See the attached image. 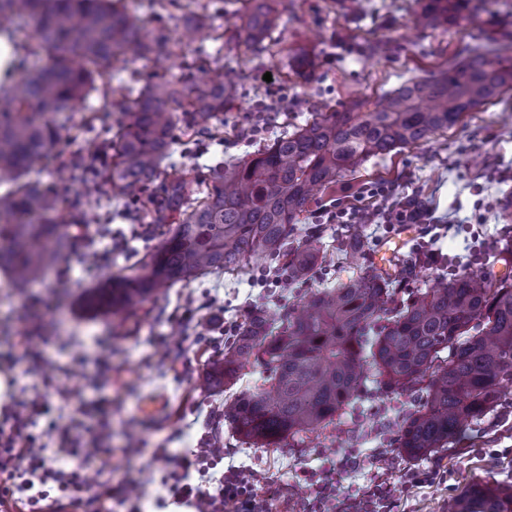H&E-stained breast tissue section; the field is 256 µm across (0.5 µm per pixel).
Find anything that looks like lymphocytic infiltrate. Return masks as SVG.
<instances>
[{
  "instance_id": "f902f5d3",
  "label": "lymphocytic infiltrate",
  "mask_w": 512,
  "mask_h": 512,
  "mask_svg": "<svg viewBox=\"0 0 512 512\" xmlns=\"http://www.w3.org/2000/svg\"><path fill=\"white\" fill-rule=\"evenodd\" d=\"M40 409L36 400L19 406L11 432L0 434V512H13L17 507L24 512H105L107 500L123 496V489L91 491L80 469L52 468L38 437L27 431ZM223 458V449L206 447L179 458L183 482L174 486V496L191 501L195 512H267L262 477L254 470L228 466L210 490L189 483L191 472L206 473ZM396 488L382 460L358 496L337 498L331 482L326 481L319 485L311 506L314 512H384Z\"/></svg>"
}]
</instances>
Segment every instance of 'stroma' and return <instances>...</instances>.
Instances as JSON below:
<instances>
[{"mask_svg": "<svg viewBox=\"0 0 512 512\" xmlns=\"http://www.w3.org/2000/svg\"><path fill=\"white\" fill-rule=\"evenodd\" d=\"M367 12L349 21L336 0H277L279 24L267 51L247 50L234 37L241 0H224L211 24L223 42L203 35L210 68L233 76L238 96L219 115V133L210 142L188 141L174 133L171 159L162 177L193 166L210 181L217 160L247 158L312 113L340 108L354 98L376 100L411 79L446 67L465 44L483 42L485 19L461 20L453 29L414 27L415 0H367ZM374 54H367L366 46ZM315 61L309 73L289 63L292 51ZM271 81H264V74ZM262 131L250 135L252 124ZM512 196V95L464 115L451 129L427 141L372 158L347 174L335 192L320 196L305 217L320 228L325 253L312 274L295 284L266 279L274 260L179 283L148 301L126 319L91 316L79 308L84 293L112 275L128 272L147 249L165 237L166 227L132 220L112 222V236L98 247H77L40 283L19 288L0 274V373L7 390L0 409L16 400L46 399L52 416L70 428L80 447L108 443V468L84 467L93 485L137 487L138 505L113 501L112 512H192L170 492L180 470L177 457L207 439L231 450L235 465L266 473L268 512H287L308 496L311 482L333 480L340 496L360 493L371 477L370 457L386 450L393 475L436 470L434 483L413 487L393 501L391 512H447L449 500L472 481L512 480V388L482 421L467 425L453 443L427 459L411 461L396 446L397 424L417 407L422 395L410 390L384 395L366 385L355 404L321 434L299 444L260 448L236 436L224 423V401L233 389L260 383L262 368L241 377L235 388L214 382V362L224 356L233 327L254 310L282 315L304 297L354 269L344 259L343 242L361 233L369 259L403 278L406 291L433 285L447 269L426 261L407 272L409 260L424 248L429 230L435 246L456 269L495 278L512 276V223L501 218L505 196ZM406 202L420 212L415 224H364L359 215ZM349 208L345 224H321L320 211ZM27 337L19 347V337ZM109 353L112 379L96 375V358ZM107 400L109 413L94 410ZM354 455L357 465L340 462Z\"/></svg>", "mask_w": 512, "mask_h": 512, "instance_id": "1", "label": "stroma"}]
</instances>
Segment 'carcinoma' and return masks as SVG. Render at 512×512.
<instances>
[{
    "instance_id": "1",
    "label": "carcinoma",
    "mask_w": 512,
    "mask_h": 512,
    "mask_svg": "<svg viewBox=\"0 0 512 512\" xmlns=\"http://www.w3.org/2000/svg\"><path fill=\"white\" fill-rule=\"evenodd\" d=\"M245 2L236 35L261 52L276 26L275 0ZM418 2L417 22L428 27L495 16L491 0ZM158 6L189 13L173 40L151 22ZM209 19L199 0H147L143 14L122 0H0V36L13 42L28 28L36 46L53 55L44 67L22 60L18 75L0 87V272L14 284L42 280L80 238L93 245L106 235L88 213L104 186L116 201L136 204L139 223L166 224L169 232L131 273L86 293L89 312L123 315L176 283L253 259L276 258L288 282L302 280L323 252L321 232L299 227L316 193L369 158L420 144L512 91V47L495 38L468 45L461 61L372 106L351 100L316 112L249 158L217 164L213 188L199 198L193 169L161 181L160 167L176 125L183 123L187 137L212 132L236 84L219 74L191 83L162 75L136 89L96 78L129 55L157 61L163 49L169 57L201 52L199 33ZM95 93L117 99L121 118L112 136L88 153L57 148L72 113ZM52 154L60 178L81 186L68 201L42 180ZM248 365L264 368L269 386L224 403V423L239 437L262 448L302 442L334 424L372 372L386 395L422 391L420 405L398 424V448L423 460L448 447L465 423L486 417L512 384V283L462 270L403 300L394 278L362 267L312 292L296 314L252 312L214 375L233 385ZM448 512H512V483L472 482Z\"/></svg>"
}]
</instances>
